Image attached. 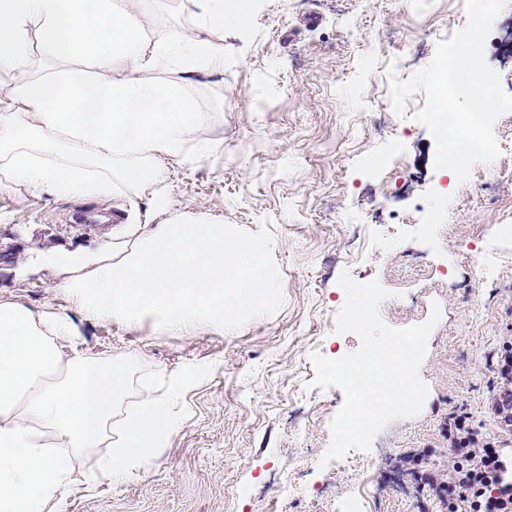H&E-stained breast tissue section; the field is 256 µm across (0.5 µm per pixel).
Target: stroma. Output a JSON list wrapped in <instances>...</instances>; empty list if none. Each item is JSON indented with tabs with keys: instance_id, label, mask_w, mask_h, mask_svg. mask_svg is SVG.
Returning a JSON list of instances; mask_svg holds the SVG:
<instances>
[{
	"instance_id": "1",
	"label": "stroma",
	"mask_w": 512,
	"mask_h": 512,
	"mask_svg": "<svg viewBox=\"0 0 512 512\" xmlns=\"http://www.w3.org/2000/svg\"><path fill=\"white\" fill-rule=\"evenodd\" d=\"M155 42L197 29L180 0H137ZM317 16L315 25L305 20ZM466 23L464 0H260L244 30L203 29L224 69L189 86L206 119L139 209L234 225L267 246L278 294L269 315L225 335L204 324L171 335L147 315L130 324L87 317L59 283L69 254L107 256L126 226L122 201L36 194L0 174V299L70 316L59 343L94 361L138 355L130 394L169 393L180 426L147 468L85 491L99 449L75 460L67 512H440L421 480L448 464V421L469 417L497 441L488 413L497 351L512 337V154L477 164L466 183L434 166L428 129L412 120L424 94L392 110L388 64L400 79L431 61L440 36ZM512 0L494 22L485 61L512 94ZM494 174L492 187L484 175ZM371 203L376 220L347 215ZM391 291L388 327L440 319L419 376V415L390 422L369 452L321 466L339 388L312 387L311 351L338 359L359 340L334 331L341 272Z\"/></svg>"
}]
</instances>
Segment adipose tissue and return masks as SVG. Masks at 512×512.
<instances>
[{
  "mask_svg": "<svg viewBox=\"0 0 512 512\" xmlns=\"http://www.w3.org/2000/svg\"><path fill=\"white\" fill-rule=\"evenodd\" d=\"M184 4L201 26L221 30L243 26L252 0ZM143 33L142 16L114 0H0V69L21 75L0 109V172L62 196L135 197L165 182L166 161L182 155L205 118L186 87L194 74L223 70L224 54L193 33L154 45ZM35 41L68 67L25 79ZM82 58L95 74L74 67ZM172 69L180 82L143 79ZM50 138L69 147L53 163ZM74 270L61 287L85 315L131 323L148 313L173 334L277 305L261 245L188 215L128 229L111 257L78 259ZM76 333L66 317L0 301V512H67L79 451L103 448L98 476L120 480L147 467L179 425L150 388L115 413L138 360L62 361L56 342Z\"/></svg>",
  "mask_w": 512,
  "mask_h": 512,
  "instance_id": "adipose-tissue-1",
  "label": "adipose tissue"
}]
</instances>
